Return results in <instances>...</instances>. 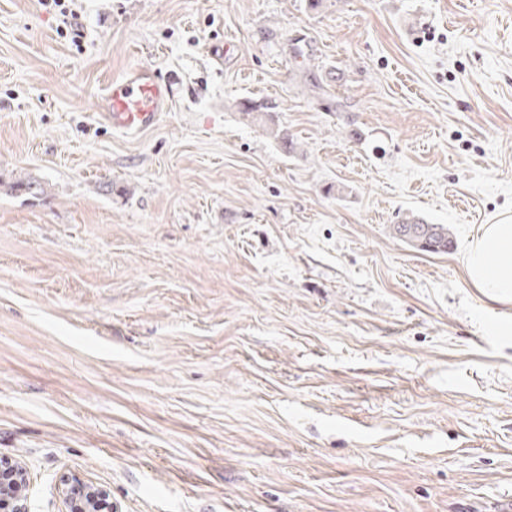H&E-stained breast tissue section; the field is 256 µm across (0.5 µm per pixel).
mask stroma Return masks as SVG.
Segmentation results:
<instances>
[{
    "instance_id": "35a3bbf8",
    "label": "stroma",
    "mask_w": 512,
    "mask_h": 512,
    "mask_svg": "<svg viewBox=\"0 0 512 512\" xmlns=\"http://www.w3.org/2000/svg\"><path fill=\"white\" fill-rule=\"evenodd\" d=\"M66 4L80 41L0 0V456L34 512L63 473L120 512L512 498V304L462 260L512 212V0ZM138 65L174 106L112 131ZM410 211L453 250L392 238ZM174 96L170 80L161 78L156 69L138 66L108 85L100 114L113 131L143 133L171 111Z\"/></svg>"
}]
</instances>
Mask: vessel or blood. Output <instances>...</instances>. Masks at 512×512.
<instances>
[{
	"label": "vessel or blood",
	"instance_id": "vessel-or-blood-1",
	"mask_svg": "<svg viewBox=\"0 0 512 512\" xmlns=\"http://www.w3.org/2000/svg\"><path fill=\"white\" fill-rule=\"evenodd\" d=\"M171 81L156 69L138 66L114 79L102 98V116L112 130L138 134L156 127L174 100Z\"/></svg>",
	"mask_w": 512,
	"mask_h": 512
}]
</instances>
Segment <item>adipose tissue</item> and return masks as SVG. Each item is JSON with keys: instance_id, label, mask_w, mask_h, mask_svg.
<instances>
[{"instance_id": "1", "label": "adipose tissue", "mask_w": 512, "mask_h": 512, "mask_svg": "<svg viewBox=\"0 0 512 512\" xmlns=\"http://www.w3.org/2000/svg\"><path fill=\"white\" fill-rule=\"evenodd\" d=\"M471 285L491 304L512 303V215L483 225L464 254Z\"/></svg>"}]
</instances>
